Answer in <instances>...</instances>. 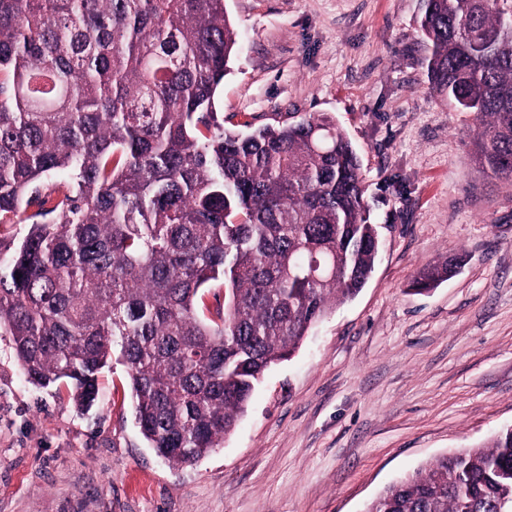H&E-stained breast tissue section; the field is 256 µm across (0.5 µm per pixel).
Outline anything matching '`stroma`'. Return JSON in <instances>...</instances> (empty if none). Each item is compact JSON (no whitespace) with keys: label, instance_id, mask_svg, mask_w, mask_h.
Masks as SVG:
<instances>
[{"label":"stroma","instance_id":"35a3bbf8","mask_svg":"<svg viewBox=\"0 0 512 512\" xmlns=\"http://www.w3.org/2000/svg\"><path fill=\"white\" fill-rule=\"evenodd\" d=\"M243 37L229 129L330 116L381 249L369 279L267 371L233 432L175 468L134 422L126 368L78 410L0 336V512H364L391 483L512 428V185L427 76L420 0H225ZM459 255L425 292L414 279Z\"/></svg>","mask_w":512,"mask_h":512}]
</instances>
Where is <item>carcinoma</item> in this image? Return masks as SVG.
<instances>
[{
    "mask_svg": "<svg viewBox=\"0 0 512 512\" xmlns=\"http://www.w3.org/2000/svg\"><path fill=\"white\" fill-rule=\"evenodd\" d=\"M497 2L423 0L420 31L432 88L481 127L475 164L511 182L512 31ZM240 48L224 0H0V332L29 383L71 384L82 410L120 361L139 434L174 466L224 441L380 247L332 118L224 128L214 97ZM457 261L424 269L416 291ZM510 509L506 430L365 512Z\"/></svg>",
    "mask_w": 512,
    "mask_h": 512,
    "instance_id": "cac0c4a2",
    "label": "carcinoma"
}]
</instances>
